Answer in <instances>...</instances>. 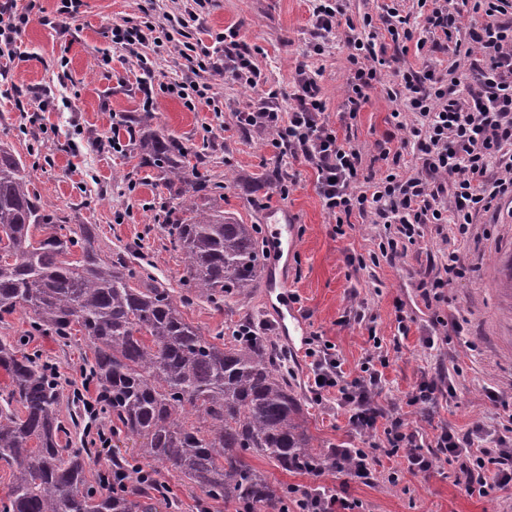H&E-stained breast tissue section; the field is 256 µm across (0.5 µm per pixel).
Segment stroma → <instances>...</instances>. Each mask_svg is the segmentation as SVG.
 <instances>
[{
    "label": "stroma",
    "mask_w": 512,
    "mask_h": 512,
    "mask_svg": "<svg viewBox=\"0 0 512 512\" xmlns=\"http://www.w3.org/2000/svg\"><path fill=\"white\" fill-rule=\"evenodd\" d=\"M32 1L36 6L18 38L17 56L0 74V144L25 160L37 195L50 209L72 225H99L102 250L129 249L132 260L147 258L158 278L181 288L184 265L169 243L160 209L164 202L177 206L179 198L162 188L161 172L141 164L124 126L127 117L142 115L144 93L152 91V129L202 154L199 172L224 184L208 207L263 229L273 211L287 209L299 246L288 260L268 255L264 262L276 264L287 278L308 335L334 345L346 376H359L367 358L385 360L376 401L388 414L403 417L425 446H434L442 428L463 434L479 426L480 447H496L512 425V290L503 286L512 265V214L485 215L464 237L429 224L395 258L383 257V225L358 218L336 234L335 220L315 191L312 165L299 154L278 156L268 135L238 127L236 113L255 97L251 87L210 71L192 74L182 58L185 46L201 53L213 49L216 33L238 29L268 85L280 89L278 103L285 111L295 104L296 71L308 65L328 120L363 151L365 168L376 172L375 143L392 130L395 101L375 89L356 119H343L342 112L351 29L367 15L381 23L387 0H346L350 25L325 39L312 25L308 0H212L199 21L172 29L170 42L153 52L155 69L149 74L135 57L113 47L112 25L144 21L152 1L156 22L168 14L185 17L195 11V0H85L80 14L56 27L41 19L54 17L59 0ZM194 79L212 84L215 102L191 111L165 86ZM43 101L48 109H40ZM116 138L123 152L113 151ZM281 180L288 183L284 195L276 188ZM451 252L464 273L449 282L442 302L425 304L417 288L420 275ZM184 315L208 336L229 331L240 319L252 320L287 352L316 444L365 449L372 471L363 484L333 471L285 473L268 460L253 459L271 483L332 490L360 500L365 512H512V488L492 497L468 493L445 462L426 473H408L399 457L386 455L383 431L361 434L352 427L337 393L316 399L306 346L281 335L266 279L228 299L223 309L198 300ZM27 329L26 315L18 312L0 323V336L25 338L27 352L57 366L61 413L70 421L62 442L87 450L88 418L74 392L91 353L81 337L64 345L50 336H27ZM432 380L440 387L433 400L410 405L416 388Z\"/></svg>",
    "instance_id": "1"
}]
</instances>
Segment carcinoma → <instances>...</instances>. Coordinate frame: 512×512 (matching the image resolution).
I'll return each mask as SVG.
<instances>
[{
  "instance_id": "carcinoma-1",
  "label": "carcinoma",
  "mask_w": 512,
  "mask_h": 512,
  "mask_svg": "<svg viewBox=\"0 0 512 512\" xmlns=\"http://www.w3.org/2000/svg\"><path fill=\"white\" fill-rule=\"evenodd\" d=\"M142 163L184 188L178 207L162 206L172 247L183 259V289L159 281L149 263L97 245L99 225L66 220L41 202L10 146L0 145V321L30 315L29 336L67 343L80 333L92 352L112 435L143 439L135 455H112L129 484L103 493L90 483L89 454L61 445L59 381L21 340L0 337V466L11 477L0 512H157L169 488L144 482L150 463L188 480L207 500L248 512H284L288 496L248 459L286 472L336 468V449L316 448L301 404L269 336L233 329L206 336L183 309L203 299L217 309L253 287L261 270L253 225L206 209L195 198L223 185L199 174L189 151L144 124Z\"/></svg>"
}]
</instances>
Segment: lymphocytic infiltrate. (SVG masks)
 Returning a JSON list of instances; mask_svg holds the SVG:
<instances>
[{"mask_svg": "<svg viewBox=\"0 0 512 512\" xmlns=\"http://www.w3.org/2000/svg\"><path fill=\"white\" fill-rule=\"evenodd\" d=\"M424 18L422 37H415L411 15L399 0L385 7L386 31L391 48L414 43L417 51L453 44L455 62L447 70L432 67L406 70L399 88H387L390 98L401 100L389 122L394 132L376 144L385 168L379 177L363 173L359 148L340 139L325 117V103L316 80L306 69L295 77L297 104L281 111L278 94L268 88L248 48L240 40L217 34L224 54V74L255 88L251 105L236 115L237 124L271 135L274 147L301 153L317 173L316 190L337 224L354 218L392 227L387 241L397 252L400 241H415L428 224H449L467 234L480 216L512 204V0H470L465 9L449 10L428 0H416ZM154 24L111 28L112 44L139 62H147L143 49L161 44ZM372 18L350 41V75L344 102L346 115L356 118L369 100V92L382 82L390 67L388 49L376 45ZM469 62L471 81L462 83L458 71ZM416 149L420 161L414 172L403 171L404 153ZM314 376L312 389L323 395L337 389L351 412L350 421L362 433L376 429L380 412L375 398L382 374L369 368L367 375L345 380L341 362L330 345L307 348ZM385 435L389 455L400 457L409 473L426 472L440 461L457 464L456 482L468 492L490 496L512 486V440L500 447L479 448V431L461 435L442 430L436 453L425 452L417 431L402 418H392Z\"/></svg>", "mask_w": 512, "mask_h": 512, "instance_id": "f902f5d3", "label": "lymphocytic infiltrate"}]
</instances>
